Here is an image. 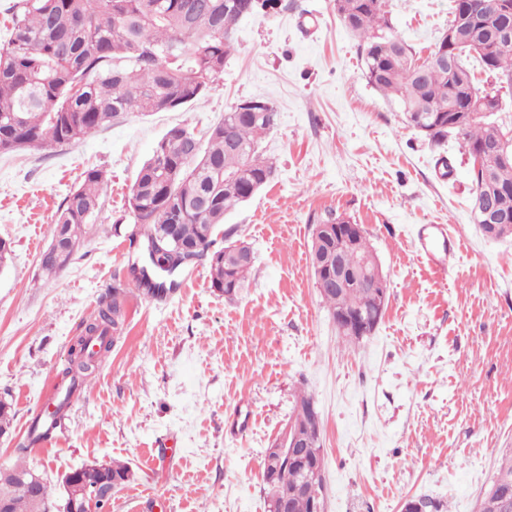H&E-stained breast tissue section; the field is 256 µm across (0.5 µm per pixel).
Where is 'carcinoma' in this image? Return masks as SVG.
I'll return each mask as SVG.
<instances>
[{"instance_id": "carcinoma-1", "label": "carcinoma", "mask_w": 512, "mask_h": 512, "mask_svg": "<svg viewBox=\"0 0 512 512\" xmlns=\"http://www.w3.org/2000/svg\"><path fill=\"white\" fill-rule=\"evenodd\" d=\"M251 7L250 16L266 15L278 0H16L10 7L9 40L0 45V153L38 145H64L78 141L99 127L128 112H165L181 108L201 97L224 72L233 47L236 27ZM336 12L344 25L360 38L364 76L384 96L396 101L407 122L433 144L455 133L469 156L481 154L484 167L471 168L472 197L484 194L486 177L499 187L490 199L493 208L512 217V159L503 162L500 153L512 155V136L485 116L463 124H448V115L470 110L472 99L492 98L494 111H501L502 84L512 86V48L493 46L491 27L503 24L495 15V0H456L449 26L467 34L457 48L456 61L445 67L437 62L448 55L437 46L416 71L406 57L412 48L393 32L388 0H336ZM476 55L486 71V85H479L466 58ZM256 115L244 118L237 108L224 113V120L208 131L207 145L197 135L180 129L181 141L155 145L132 186L136 204H130L142 242L161 243L162 250L150 257L151 264L167 271L175 263L178 246L195 249L198 259L209 262L211 286L231 299L248 280L254 259L237 255L238 243L211 250L226 213L251 198L271 181L273 163L260 150V142L277 120L274 106L254 98ZM103 173L90 170L83 184L68 194L58 208L51 238L59 225H71L72 240L60 257L45 255L42 269L53 274L63 268L82 244L88 224L100 210ZM341 216H329L321 224L329 234L311 239L309 258L325 257L342 247L345 261L355 266L366 257L372 269L379 268L366 238L357 233L349 239L336 236V225L347 224ZM316 288L330 314L369 309L371 289L348 287L340 291L313 272ZM124 300L113 289L112 302L87 323L75 343L81 357L70 358L63 376L69 379L67 393L53 412L55 422L65 416L71 395L95 373L111 351L107 331L123 323ZM98 349H92V346ZM299 433L316 438L306 464H324L321 428L296 417ZM41 439L31 426L28 443ZM28 443L14 452L19 460L0 468V512H49L48 485L35 487L32 468L20 458L29 453ZM85 483L92 485L106 476L113 487L130 481L132 471L120 461L93 462L81 466ZM298 464L274 475L263 473L269 497L279 491V482L293 484Z\"/></svg>"}]
</instances>
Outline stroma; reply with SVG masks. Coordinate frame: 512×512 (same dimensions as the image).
Segmentation results:
<instances>
[{"mask_svg": "<svg viewBox=\"0 0 512 512\" xmlns=\"http://www.w3.org/2000/svg\"><path fill=\"white\" fill-rule=\"evenodd\" d=\"M452 0H389L392 23L428 57ZM359 39L334 0H280L242 19L224 73L191 104L130 113L64 146L0 154V399L14 412L0 465L15 461L49 386L86 321L124 293L111 352L71 401L30 467L61 500V477L92 462L128 463L132 482L112 512H267L263 457L299 392L323 419L325 512H401L427 495L448 512H477L512 451V236L484 237L471 214L470 160L456 136L430 146L364 77ZM277 110L262 149L271 182L228 212L217 247L247 242L249 285L227 300L208 261L176 271L175 290L146 294L131 272V187L174 127L203 133L240 101ZM101 170V207L69 263L47 274L59 204ZM362 225L390 300L360 341L339 336L308 261L328 214ZM426 224L460 248L447 275L415 249Z\"/></svg>", "mask_w": 512, "mask_h": 512, "instance_id": "35a3bbf8", "label": "stroma"}]
</instances>
